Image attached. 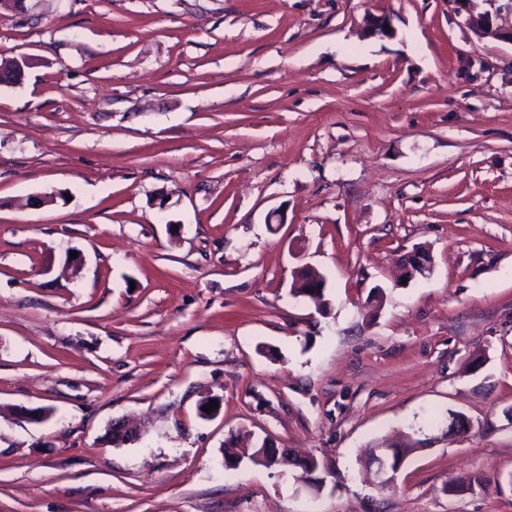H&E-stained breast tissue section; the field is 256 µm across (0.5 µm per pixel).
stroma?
Masks as SVG:
<instances>
[{"mask_svg":"<svg viewBox=\"0 0 512 512\" xmlns=\"http://www.w3.org/2000/svg\"><path fill=\"white\" fill-rule=\"evenodd\" d=\"M12 57L0 512H512L511 42L452 0H23ZM418 443L422 442L408 436L407 442L395 445V448H400L399 454L406 458L408 453L410 454L415 450L414 445ZM395 448L385 444L378 446L375 450V475L379 488L392 485L396 481V475L403 465V462L395 460Z\"/></svg>","mask_w":512,"mask_h":512,"instance_id":"obj_1","label":"stroma"}]
</instances>
